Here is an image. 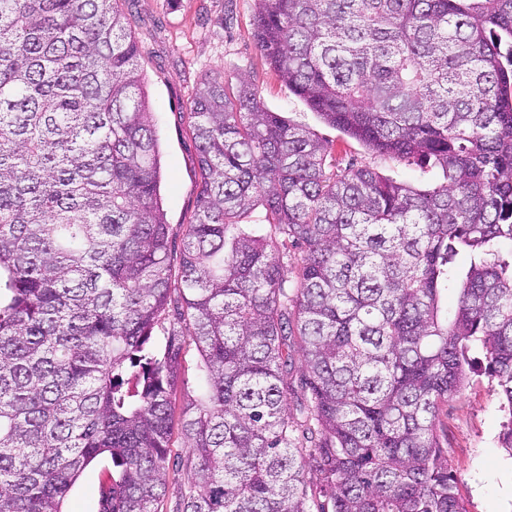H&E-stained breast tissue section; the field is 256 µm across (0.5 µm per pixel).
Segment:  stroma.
<instances>
[{
    "mask_svg": "<svg viewBox=\"0 0 512 512\" xmlns=\"http://www.w3.org/2000/svg\"><path fill=\"white\" fill-rule=\"evenodd\" d=\"M125 11L159 139L172 267L180 265L200 187L190 102L200 82L210 76L223 77L229 87L250 77L265 108L332 142L337 170L351 163L419 189L444 182L441 169L377 154L343 135L281 83L257 48L252 0H130ZM468 356L473 368L462 390L443 406L437 431L468 512H512V454L498 440L512 413L504 406L496 379L485 371L481 346L471 345ZM111 469L106 457L88 465L67 495L64 512H97L100 489Z\"/></svg>",
    "mask_w": 512,
    "mask_h": 512,
    "instance_id": "obj_1",
    "label": "stroma"
}]
</instances>
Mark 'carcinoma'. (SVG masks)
I'll use <instances>...</instances> for the list:
<instances>
[{"label":"carcinoma","mask_w":512,"mask_h":512,"mask_svg":"<svg viewBox=\"0 0 512 512\" xmlns=\"http://www.w3.org/2000/svg\"><path fill=\"white\" fill-rule=\"evenodd\" d=\"M125 3L0 0V512H64L101 456L99 512H161L176 429L177 512H466L437 419L473 342L512 452V0H253L289 90L445 182L338 174L251 80L206 78L176 276ZM258 203L300 249L291 281L239 224ZM188 340L200 392L180 405Z\"/></svg>","instance_id":"1"}]
</instances>
